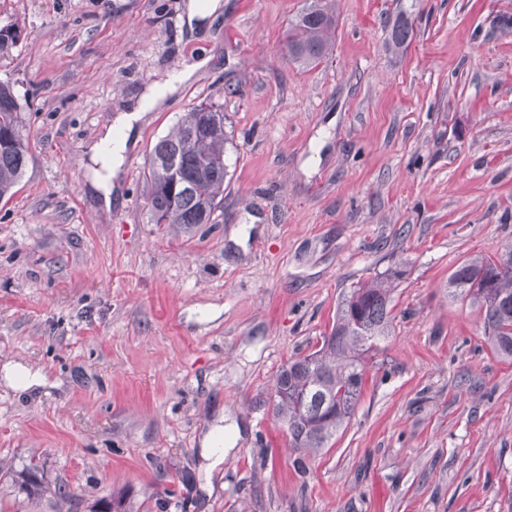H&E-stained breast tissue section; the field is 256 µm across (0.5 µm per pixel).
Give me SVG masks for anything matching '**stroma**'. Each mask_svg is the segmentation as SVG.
<instances>
[{"instance_id": "35a3bbf8", "label": "stroma", "mask_w": 512, "mask_h": 512, "mask_svg": "<svg viewBox=\"0 0 512 512\" xmlns=\"http://www.w3.org/2000/svg\"><path fill=\"white\" fill-rule=\"evenodd\" d=\"M0 0V82L30 155L0 201V512H512V359L454 296L512 243V0H328L329 55L291 61L310 0ZM408 40L393 46L399 20ZM209 64L139 122L104 204L89 147L184 61ZM223 105L224 214L150 222L155 141ZM402 273L387 336L330 448L304 455L269 404L353 283ZM240 437L204 474L216 416ZM37 458L45 491L17 472ZM224 8L221 0H189L186 4V20L190 30L201 25V21L217 16Z\"/></svg>"}]
</instances>
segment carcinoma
<instances>
[{
    "label": "carcinoma",
    "instance_id": "obj_1",
    "mask_svg": "<svg viewBox=\"0 0 512 512\" xmlns=\"http://www.w3.org/2000/svg\"><path fill=\"white\" fill-rule=\"evenodd\" d=\"M336 18L319 0L288 27V56L306 66L323 60L331 47ZM224 107H191L174 129L154 144L145 172L155 224H215L224 213ZM29 159L18 97L0 84V199L13 194ZM401 272L388 269L356 284L339 302L336 321L320 347L291 359L275 376L273 415L287 425L291 448L318 454L350 420L360 400L367 354L385 335L389 304ZM448 287L483 313L496 353L512 357V244L496 257H475L450 275Z\"/></svg>",
    "mask_w": 512,
    "mask_h": 512
}]
</instances>
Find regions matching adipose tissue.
<instances>
[{"label":"adipose tissue","instance_id":"adipose-tissue-1","mask_svg":"<svg viewBox=\"0 0 512 512\" xmlns=\"http://www.w3.org/2000/svg\"><path fill=\"white\" fill-rule=\"evenodd\" d=\"M207 62L208 59L204 56L191 60L176 76L149 89L135 108L115 116L112 124L92 148V159L95 163L93 182L104 197L112 195V181L118 176L123 165L134 124L140 120L143 113L163 108L168 96L173 95L180 84L189 80L193 73Z\"/></svg>","mask_w":512,"mask_h":512}]
</instances>
